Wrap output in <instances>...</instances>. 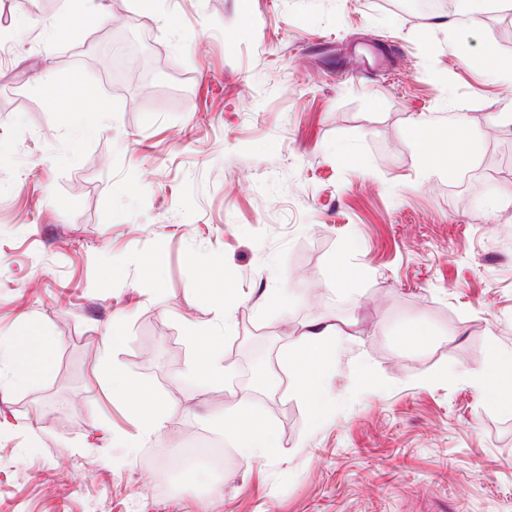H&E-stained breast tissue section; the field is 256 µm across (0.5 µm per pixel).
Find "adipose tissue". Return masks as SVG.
I'll list each match as a JSON object with an SVG mask.
<instances>
[{
  "instance_id": "ef3b65f1",
  "label": "adipose tissue",
  "mask_w": 512,
  "mask_h": 512,
  "mask_svg": "<svg viewBox=\"0 0 512 512\" xmlns=\"http://www.w3.org/2000/svg\"><path fill=\"white\" fill-rule=\"evenodd\" d=\"M337 334L336 326L329 323L308 326L283 356L285 363L296 373L299 394L309 402H316L320 397L319 373L329 360ZM112 389L132 401L144 432L150 433L160 427L162 411L152 394L131 386L117 372L112 375Z\"/></svg>"
}]
</instances>
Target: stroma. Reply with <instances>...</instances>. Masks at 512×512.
I'll return each instance as SVG.
<instances>
[{"instance_id":"35a3bbf8","label":"stroma","mask_w":512,"mask_h":512,"mask_svg":"<svg viewBox=\"0 0 512 512\" xmlns=\"http://www.w3.org/2000/svg\"><path fill=\"white\" fill-rule=\"evenodd\" d=\"M84 2L0 0V339L29 369L0 380V512H512V67L465 63L512 54L501 16ZM459 115L476 151L436 168L412 125L444 153ZM314 322L343 331L317 408L282 362ZM239 415L271 434L251 465ZM192 334L190 338L202 348L203 353L201 362L197 364V370L209 379H222L224 376V366L220 363L218 357L219 337L208 336L198 330H193ZM112 391L119 392L132 401L145 433L153 432L160 427L163 416L159 402L148 391L131 386L114 368Z\"/></svg>"}]
</instances>
